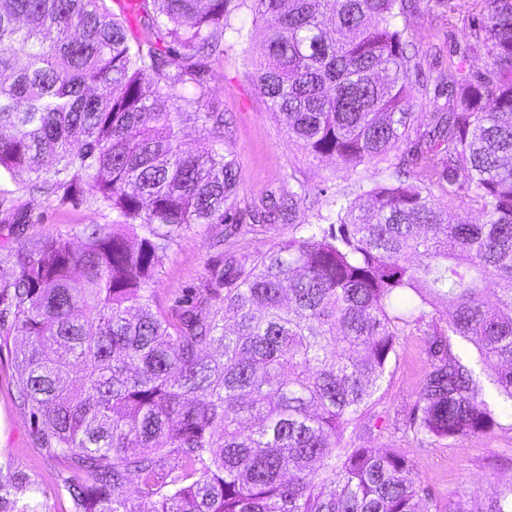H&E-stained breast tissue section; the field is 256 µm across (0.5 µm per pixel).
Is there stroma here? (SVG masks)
<instances>
[{
	"label": "stroma",
	"instance_id": "obj_1",
	"mask_svg": "<svg viewBox=\"0 0 512 512\" xmlns=\"http://www.w3.org/2000/svg\"><path fill=\"white\" fill-rule=\"evenodd\" d=\"M475 0H421L420 11L410 20L412 42L421 59L420 83L434 85L447 71L448 62L459 59L467 45L468 26ZM203 109L223 112L228 148L239 171L240 186L233 204L245 211L270 196L287 194L296 183L309 190L313 209H298L294 223L247 226L225 237L214 247L223 227L194 224L175 232L154 277L153 287L163 302L189 293L208 269L228 256L254 258L311 221L315 209H326L336 188L346 185L349 173L340 163L316 159L300 144L289 140L251 76L252 67L240 47H229L220 61L204 60ZM14 196L0 203V285L13 277L10 252L27 248L39 237L76 233L85 224H108L110 212L86 205L62 206L33 189L32 177L16 176ZM23 339L0 338V476L23 479V494L35 498L40 512H71L66 487L87 481L85 472L51 456L33 435L27 407L17 387V357ZM427 364L424 337L411 330L401 337L384 380L369 404L370 414L383 425L374 432V448H397L415 462L420 485L438 502L472 507L494 489L512 483V408L497 407V428L457 441H437L425 448L412 444L402 431V414L421 386Z\"/></svg>",
	"mask_w": 512,
	"mask_h": 512
}]
</instances>
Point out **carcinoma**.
I'll list each match as a JSON object with an SVG mask.
<instances>
[{"instance_id": "carcinoma-1", "label": "carcinoma", "mask_w": 512, "mask_h": 512, "mask_svg": "<svg viewBox=\"0 0 512 512\" xmlns=\"http://www.w3.org/2000/svg\"><path fill=\"white\" fill-rule=\"evenodd\" d=\"M140 2L147 46L106 0L0 8V199L26 171L115 215L78 247L36 239L0 288L36 438L91 477L68 485L72 512H468L425 493L400 450L345 433H371L369 399L412 327L428 355L405 421L417 447L489 431L512 403V0H482L468 50L487 67L449 64L422 122L399 24L415 0H250L249 26L230 0ZM261 27L269 110L354 179L301 235L214 265L165 306L151 283L172 232L240 223L198 59H223L227 38L248 52ZM187 120L207 132L201 153L183 149ZM305 201L301 184L250 219L291 224ZM473 208L483 221L451 219ZM439 306L446 325L422 329ZM21 487L0 480V512H39ZM482 512H512V486Z\"/></svg>"}]
</instances>
